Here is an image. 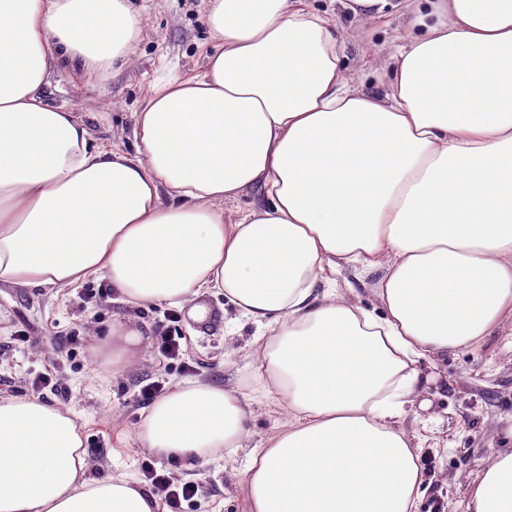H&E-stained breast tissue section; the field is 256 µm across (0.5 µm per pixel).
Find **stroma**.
Listing matches in <instances>:
<instances>
[{
    "label": "stroma",
    "mask_w": 512,
    "mask_h": 512,
    "mask_svg": "<svg viewBox=\"0 0 512 512\" xmlns=\"http://www.w3.org/2000/svg\"><path fill=\"white\" fill-rule=\"evenodd\" d=\"M145 19L131 65L89 79L58 61L46 89L48 102L84 118L95 142L133 152V124L150 84L201 72L213 41L204 0H130ZM335 24L345 75L354 87L382 93L405 34L397 14L356 17L338 0H306ZM102 277L60 290L50 286L0 288V395H25L70 411L92 460L89 478L126 473L144 480L155 469L177 485L198 484L199 495L178 512H247L240 487L249 449L261 447L284 415L266 400L253 406L249 436L236 454L187 471L182 461L144 452L135 432L151 401L147 385L205 379L228 386L252 375L255 325L224 316V297L207 293L195 305L129 310L117 296L92 297L107 288ZM132 316L144 333L139 357L117 372L100 369L93 354L108 341L114 319ZM172 326L183 353L171 359L158 344L160 327ZM27 331L19 340V331ZM52 369L56 388L39 389L37 377ZM431 406L408 410L405 426L424 439L421 464L431 485L419 512H462L468 477L501 452V434L512 427V331L505 329L475 349L438 362L426 390Z\"/></svg>",
    "instance_id": "obj_1"
}]
</instances>
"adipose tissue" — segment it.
<instances>
[{"instance_id": "obj_1", "label": "adipose tissue", "mask_w": 512, "mask_h": 512, "mask_svg": "<svg viewBox=\"0 0 512 512\" xmlns=\"http://www.w3.org/2000/svg\"><path fill=\"white\" fill-rule=\"evenodd\" d=\"M339 2L416 27L386 93L349 85L303 0H205L204 71L150 87L130 155L45 87L62 53L91 74L131 64L142 16L0 0V285L101 275L132 309L215 289L259 326L255 390L286 419L248 455L249 512H417L423 442L403 418L424 366L512 323V0ZM252 189L264 203L225 223ZM346 268L383 270L380 308L340 292ZM251 393L177 382L135 439L189 463L236 453ZM89 467L69 411L0 396V512H158ZM468 485L465 512H512V451Z\"/></svg>"}]
</instances>
